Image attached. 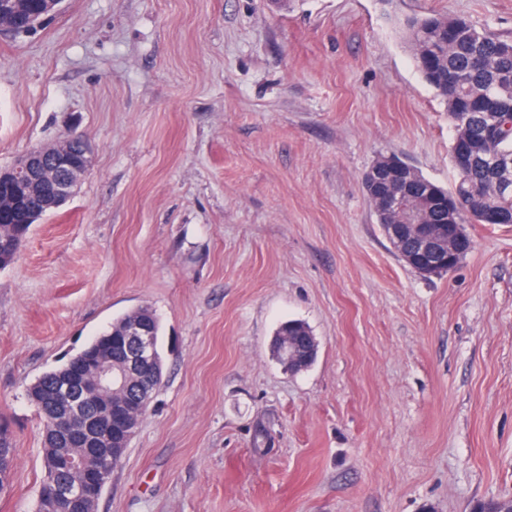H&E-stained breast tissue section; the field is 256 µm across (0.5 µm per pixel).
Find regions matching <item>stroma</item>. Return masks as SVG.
Wrapping results in <instances>:
<instances>
[{"mask_svg":"<svg viewBox=\"0 0 512 512\" xmlns=\"http://www.w3.org/2000/svg\"><path fill=\"white\" fill-rule=\"evenodd\" d=\"M512 0H62L0 34V168L76 126L75 195L0 270V512H34L26 388L138 307L162 383L97 512H479L512 498V224L426 278L363 188L394 154L452 188L454 132L399 32ZM289 320L318 343L291 373ZM310 333V330L308 326L297 320L288 321L284 324H282L279 329L276 332V335L274 337V340L272 342V350L273 353L276 355L277 359L283 364V366L288 370V353L289 350H292L294 345H289L286 343L281 351L279 347V341L282 338H285L288 336L297 337L300 333Z\"/></svg>","mask_w":512,"mask_h":512,"instance_id":"obj_1","label":"stroma"}]
</instances>
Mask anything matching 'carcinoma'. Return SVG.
Returning <instances> with one entry per match:
<instances>
[{
  "mask_svg": "<svg viewBox=\"0 0 512 512\" xmlns=\"http://www.w3.org/2000/svg\"><path fill=\"white\" fill-rule=\"evenodd\" d=\"M9 17L15 25L35 23L42 17L41 0H16ZM405 36L417 69L425 83L447 105L448 121L454 130L451 152L464 149L477 158L466 173H457V180L448 190L437 186L428 196H418L413 187L397 203L395 214L380 210L372 202L381 225L410 219L425 220L428 224L441 221V211L450 202L462 207L461 224H491L492 214L506 212L512 216V40L501 39L479 31L459 17L431 15L409 19ZM0 195L12 206L0 209V244L13 243V252H4L12 263L25 245L30 225L17 223L14 210L36 199L23 188L0 185ZM453 251L448 253V269L452 272L473 248L468 232L461 234L452 228ZM125 317L114 320L88 347L120 356L126 348L122 336ZM309 332L308 326L297 320L282 324L272 342V350L283 366L293 373L300 372L316 359L304 345L295 349L286 344L285 337ZM61 367L39 376L27 388L28 399L37 407L44 430L43 468L53 463V455L81 457L90 466L99 465V458L90 455L85 445L69 430L67 416L60 411L63 401L57 376Z\"/></svg>",
  "mask_w": 512,
  "mask_h": 512,
  "instance_id": "cac0c4a2",
  "label": "carcinoma"
}]
</instances>
